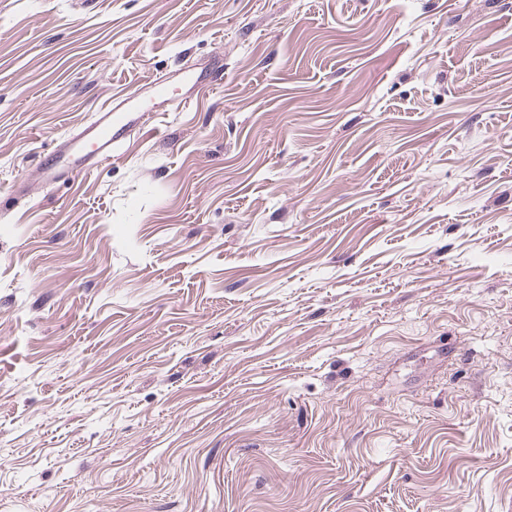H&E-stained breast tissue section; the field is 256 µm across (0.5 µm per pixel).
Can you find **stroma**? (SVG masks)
Instances as JSON below:
<instances>
[{
    "mask_svg": "<svg viewBox=\"0 0 512 512\" xmlns=\"http://www.w3.org/2000/svg\"><path fill=\"white\" fill-rule=\"evenodd\" d=\"M0 512H512V0H0ZM144 113L142 109L112 107V103L102 107L94 123L64 139L47 158L40 169L41 180L76 177L112 160L115 148L139 125Z\"/></svg>",
    "mask_w": 512,
    "mask_h": 512,
    "instance_id": "35a3bbf8",
    "label": "stroma"
}]
</instances>
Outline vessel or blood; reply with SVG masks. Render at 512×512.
<instances>
[{
  "mask_svg": "<svg viewBox=\"0 0 512 512\" xmlns=\"http://www.w3.org/2000/svg\"><path fill=\"white\" fill-rule=\"evenodd\" d=\"M143 111L105 106L97 120L76 135L64 139L40 169V178L54 181L75 177L111 160L130 130L139 125Z\"/></svg>",
  "mask_w": 512,
  "mask_h": 512,
  "instance_id": "1",
  "label": "vessel or blood"
}]
</instances>
